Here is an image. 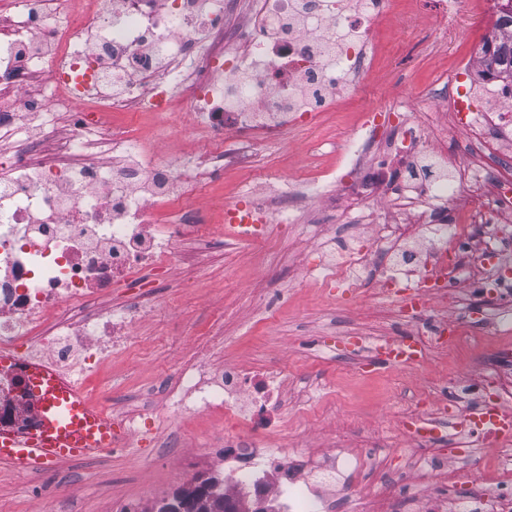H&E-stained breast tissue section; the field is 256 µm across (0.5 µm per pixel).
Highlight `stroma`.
I'll return each mask as SVG.
<instances>
[{
    "label": "stroma",
    "instance_id": "35a3bbf8",
    "mask_svg": "<svg viewBox=\"0 0 512 512\" xmlns=\"http://www.w3.org/2000/svg\"><path fill=\"white\" fill-rule=\"evenodd\" d=\"M399 13L418 14L415 26L395 21L385 36L367 98L331 113L317 129H297L263 148L270 175L256 181L250 171L227 170L191 203L210 213L215 244L191 265L174 266L136 332L137 342L91 373L87 396L114 410L153 409L165 414V391L183 358L213 348L215 358L242 365L282 364L295 380L285 391L295 398L309 384L326 387L293 420L314 432V445L327 447L332 435L362 439L387 424L393 407L420 392L442 398L448 377L470 383L512 345V332L500 331L454 357L435 354L418 370L360 365L377 336L410 333L395 307L372 298L333 293L315 282H301V267L312 247L334 251V234L345 239L360 230L353 215L339 225L308 224L304 229H273L258 252L236 245L222 220L226 201L244 195L271 198L293 190L297 176L318 165L335 168L339 149L357 131L363 108L399 103L412 120L434 121L457 63L474 52L472 31L491 26L482 15L448 16L440 0H398ZM217 412H204L177 426L161 424L154 443L125 448L94 459L68 463L39 474H20L0 464V512H116L124 502L155 512L184 478L217 476L212 449L223 447Z\"/></svg>",
    "mask_w": 512,
    "mask_h": 512
}]
</instances>
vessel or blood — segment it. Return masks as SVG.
Masks as SVG:
<instances>
[{
    "mask_svg": "<svg viewBox=\"0 0 512 512\" xmlns=\"http://www.w3.org/2000/svg\"><path fill=\"white\" fill-rule=\"evenodd\" d=\"M376 359L401 366L421 359L418 346L386 347ZM0 369L17 372L36 417L31 428L0 430V463L19 473L88 459L117 449L120 432L111 416L93 403L82 386L45 361L0 354ZM479 443L512 435V413L493 410L470 419Z\"/></svg>",
    "mask_w": 512,
    "mask_h": 512,
    "instance_id": "b4317fda",
    "label": "vessel or blood"
}]
</instances>
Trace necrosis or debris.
Segmentation results:
<instances>
[{
	"mask_svg": "<svg viewBox=\"0 0 512 512\" xmlns=\"http://www.w3.org/2000/svg\"><path fill=\"white\" fill-rule=\"evenodd\" d=\"M394 8L395 0H0V129L22 111L39 128L0 153V353L87 373L133 345L158 282L186 259L179 242L187 226L200 239L211 234L207 214L187 199L214 172L337 111L372 74ZM509 41L508 29L478 36L459 71L484 91L466 99L452 88L443 123L407 122L396 106L385 133L376 112L363 113L335 181L338 200L365 212L368 230L340 261L301 270L302 280L324 288L373 289L416 321L410 337L429 354L478 341L486 313L449 315L456 287L495 302L498 316L512 314V260L498 247L512 245V78L486 52ZM177 84L188 106L177 134L206 139L210 149L159 155L136 125L113 121L116 112L173 119ZM53 112L74 114L70 143H60ZM87 130L106 147L91 164L71 151ZM459 136L470 146L462 160L448 151ZM430 154L447 156L469 196L435 180L407 181ZM325 180L313 168L276 201L226 202L224 224L238 228L243 246H257L271 225L300 223L310 188ZM374 254L392 266L371 267ZM117 288L138 294L118 309L96 306ZM287 384V372L267 364L201 358L177 366L169 423L224 413L225 497H263L278 512H333L339 501L347 512H512V443L494 444L490 467L459 493L449 457L432 446L447 412L419 395L397 419L405 447L385 455L355 447L314 456L292 437L265 447L306 402L282 404ZM467 392L487 411L506 405L512 386L490 367ZM112 419L121 447L157 438L147 410ZM395 458L414 483L389 479ZM430 480L446 494L431 496Z\"/></svg>",
	"mask_w": 512,
	"mask_h": 512,
	"instance_id": "necrosis-or-debris-1",
	"label": "necrosis or debris"
}]
</instances>
